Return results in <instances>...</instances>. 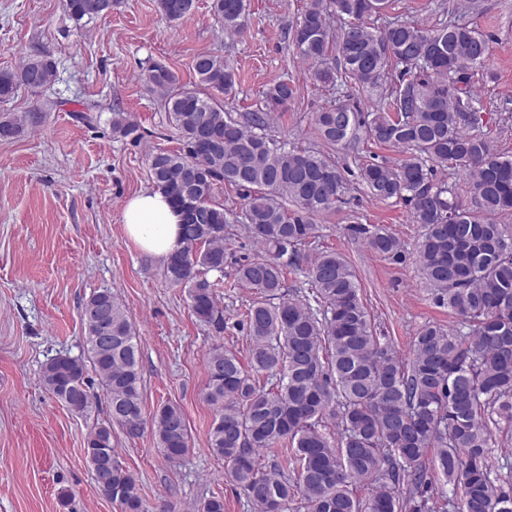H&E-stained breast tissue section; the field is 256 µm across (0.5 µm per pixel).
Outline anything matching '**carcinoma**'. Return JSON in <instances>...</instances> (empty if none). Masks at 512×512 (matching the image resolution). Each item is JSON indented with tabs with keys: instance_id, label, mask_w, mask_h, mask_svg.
Wrapping results in <instances>:
<instances>
[{
	"instance_id": "obj_1",
	"label": "carcinoma",
	"mask_w": 512,
	"mask_h": 512,
	"mask_svg": "<svg viewBox=\"0 0 512 512\" xmlns=\"http://www.w3.org/2000/svg\"><path fill=\"white\" fill-rule=\"evenodd\" d=\"M90 4L66 0V9L77 21L92 19ZM194 4L158 0L170 22ZM387 7V0H309L287 36L311 78L331 90L352 80L378 91L385 74L398 71L388 106L364 113L338 102L316 113L314 130L330 146L363 134L404 153L395 163L362 164L359 178L372 197L410 207L422 228L414 260L435 302L458 316L448 326L424 325L408 358L377 333L351 264L314 247V218L348 190L342 170L329 154L289 148L265 133L270 114L294 100L292 80L268 82L259 111L237 117L229 109L236 76L222 56L195 58L200 91L181 86L162 63L143 75L182 142L147 158L154 186L182 215L180 247L164 264L165 278L187 290L192 315L218 334L224 310L217 289L254 294L240 322L249 366L222 345L206 361V401L214 410L207 445L254 512H283L295 497L305 512H512V486L496 475L490 428L512 427V225L503 223L512 217V155L484 128L471 93L488 40L456 10L437 30L399 21L380 31L365 25ZM210 10L224 31L240 34L249 3L211 0ZM336 20L343 26L334 28ZM56 70L48 51L23 57L0 71V102L48 85ZM27 120L1 112L0 139L17 135ZM112 136L141 140L123 112L112 113ZM448 169L464 177L470 200L437 177ZM221 182L244 192L241 223L264 252L235 261L231 282L224 281L230 218L215 197ZM351 231L370 251L405 261L404 244L386 226L354 224ZM297 272L310 287L302 296L285 293L288 275ZM82 320L86 354L49 359L41 380L84 414L93 406L86 374L94 372L107 414L88 432L85 457L91 466L101 456L112 460L105 486H97L103 496L121 512H144L139 484L112 448V430L133 437L151 424L157 447L174 462L190 451L189 427L175 404L145 419L138 336L118 296L93 293ZM278 446L292 451L293 480L261 463L262 453ZM433 470L452 485L441 503L430 495Z\"/></svg>"
}]
</instances>
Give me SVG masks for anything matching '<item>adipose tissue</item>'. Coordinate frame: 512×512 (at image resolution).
Listing matches in <instances>:
<instances>
[{"label":"adipose tissue","mask_w":512,"mask_h":512,"mask_svg":"<svg viewBox=\"0 0 512 512\" xmlns=\"http://www.w3.org/2000/svg\"><path fill=\"white\" fill-rule=\"evenodd\" d=\"M123 224L128 239L158 261H166L179 245L181 215L160 190L130 199L123 211Z\"/></svg>","instance_id":"obj_1"}]
</instances>
